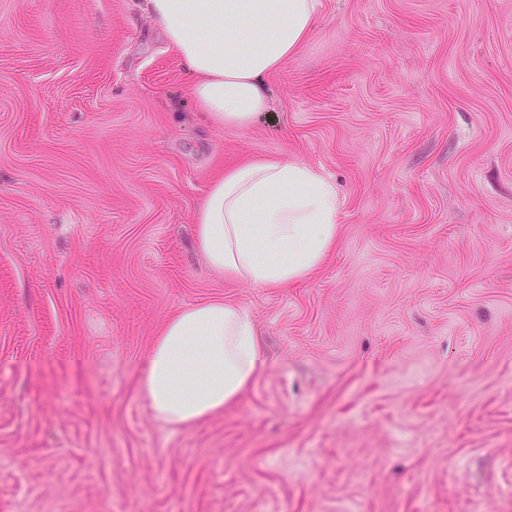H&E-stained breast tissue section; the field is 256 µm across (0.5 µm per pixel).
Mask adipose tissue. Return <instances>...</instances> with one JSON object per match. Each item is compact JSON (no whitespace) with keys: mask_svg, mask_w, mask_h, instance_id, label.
<instances>
[{"mask_svg":"<svg viewBox=\"0 0 512 512\" xmlns=\"http://www.w3.org/2000/svg\"><path fill=\"white\" fill-rule=\"evenodd\" d=\"M320 0H146L170 49L196 77L191 94L215 126L246 128L270 107L266 80L306 44ZM334 182L288 156L247 161L210 184L197 245L224 277L282 288L311 276L336 243ZM265 365L250 313L212 299L159 329L139 392L154 418L188 428L237 402Z\"/></svg>","mask_w":512,"mask_h":512,"instance_id":"obj_1","label":"adipose tissue"}]
</instances>
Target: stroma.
<instances>
[{"mask_svg":"<svg viewBox=\"0 0 512 512\" xmlns=\"http://www.w3.org/2000/svg\"><path fill=\"white\" fill-rule=\"evenodd\" d=\"M194 80L145 0H0V512H512V0H321L246 129ZM285 154L336 245L231 283L194 215ZM214 298L267 365L175 430L143 359Z\"/></svg>","mask_w":512,"mask_h":512,"instance_id":"35a3bbf8","label":"stroma"}]
</instances>
